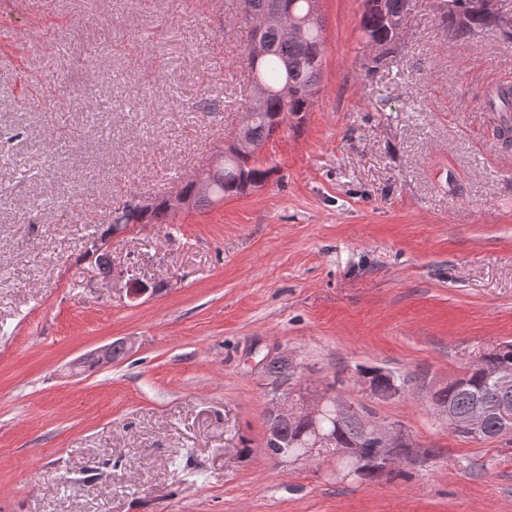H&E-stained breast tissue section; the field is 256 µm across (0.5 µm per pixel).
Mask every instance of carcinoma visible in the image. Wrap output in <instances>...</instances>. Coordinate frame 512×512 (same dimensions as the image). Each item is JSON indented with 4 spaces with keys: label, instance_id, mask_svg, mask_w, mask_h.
I'll return each mask as SVG.
<instances>
[{
    "label": "carcinoma",
    "instance_id": "cac0c4a2",
    "mask_svg": "<svg viewBox=\"0 0 512 512\" xmlns=\"http://www.w3.org/2000/svg\"><path fill=\"white\" fill-rule=\"evenodd\" d=\"M451 3L448 12L442 5ZM433 9L454 38L469 41L475 35L488 29L499 30L507 40H512V25L503 28L492 19L470 11V0H432ZM412 6V0H364L359 29L368 42L384 49L382 55H373L365 65L369 72H376L392 64L396 51L398 32L390 20H405ZM251 17L244 18L248 38H253L252 23L261 19L269 20L262 31L267 45L266 55L253 63L243 59L251 83L266 89V93L254 103L247 100L243 111L252 113L247 132L254 142L256 153L232 155L224 158L223 167L208 176L212 187L210 192L195 189V182L186 184L183 191L197 207L224 197L246 194L247 184H261L268 181L272 168L259 163V150L281 128L280 115L285 114L294 126H300L320 92V71L322 67L324 40L320 0H250ZM291 12L297 16H312V22L295 36L270 19ZM486 107L494 113V132L504 149L512 148V86H498L483 95ZM169 216L165 200L156 201L147 209L126 205L114 212L112 223L124 227L133 224H164ZM512 372V343H499L486 348L470 363L463 373V381L450 382L437 391L438 400L454 414L466 413L474 404L480 403L489 410V419L484 427V436L499 438L507 434L505 425L495 414L505 394L512 395V386L503 391L499 382L501 375ZM269 374L283 383L294 379L296 367L288 360L273 361ZM361 377L370 381L373 397L381 402L394 400L393 385L407 389L412 384L425 381L418 373H395L381 367H369ZM378 415L365 405H360L346 415L327 409L322 417L325 442L330 448H350L357 445L372 453L377 447L372 422ZM314 440L310 438L308 422L298 421L284 424L276 433L266 437L267 456L274 462L286 454L300 455L310 452Z\"/></svg>",
    "mask_w": 512,
    "mask_h": 512
}]
</instances>
